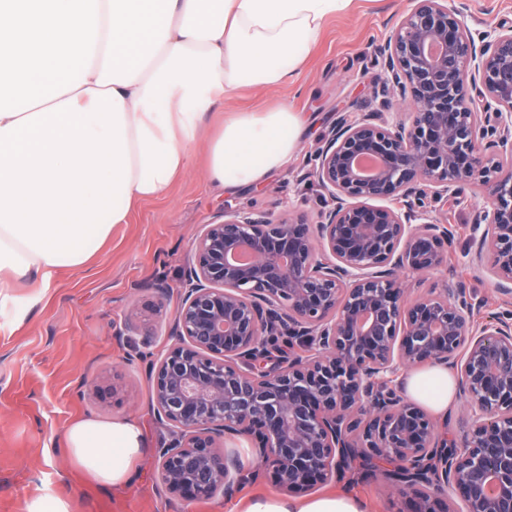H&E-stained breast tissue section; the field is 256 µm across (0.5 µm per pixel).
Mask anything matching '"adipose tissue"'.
<instances>
[{"label": "adipose tissue", "instance_id": "ef3b65f1", "mask_svg": "<svg viewBox=\"0 0 512 512\" xmlns=\"http://www.w3.org/2000/svg\"><path fill=\"white\" fill-rule=\"evenodd\" d=\"M352 0H0V302L16 283L83 268L163 195L205 144L209 181L263 184L298 150L306 124L288 102L238 112L203 134L215 101L292 84L325 20ZM436 416L457 400L447 368L404 379ZM64 445L104 487L129 483L147 453L134 421L83 418ZM242 512H367L341 490L306 500L253 495Z\"/></svg>", "mask_w": 512, "mask_h": 512}]
</instances>
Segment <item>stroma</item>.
I'll return each mask as SVG.
<instances>
[{
	"label": "stroma",
	"mask_w": 512,
	"mask_h": 512,
	"mask_svg": "<svg viewBox=\"0 0 512 512\" xmlns=\"http://www.w3.org/2000/svg\"><path fill=\"white\" fill-rule=\"evenodd\" d=\"M408 0H353L348 12L326 20L320 41L307 54L296 86L244 87L218 101L210 117L219 122L235 112H261L283 98L294 99L306 116L302 143L286 168L257 187L214 188L205 175L203 144L190 149L189 169L167 192L142 201L129 223L116 225L110 239L85 267L60 270L48 285L25 281L11 293L16 306L0 308V512H28L46 496L63 497L69 512H236L239 501L263 491L277 494L272 480L246 487L233 500L169 499L157 480L153 453L166 430L151 412L150 362L171 345L168 323L193 242L204 224L224 207L251 208L293 216L313 224L319 192L305 174L315 141L337 111L358 112L379 76L370 59L389 35ZM484 189L465 188L448 219L458 235L445 269L417 281L416 293L460 280L482 308H506L484 266L465 245ZM171 294L160 300L156 288ZM146 319L150 340L125 334L128 314ZM135 420L150 448L130 484L95 483L68 456L63 439L73 421ZM349 490L369 512H411L410 498L395 494L379 476L352 481Z\"/></svg>",
	"instance_id": "obj_1"
}]
</instances>
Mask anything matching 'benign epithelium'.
<instances>
[{"label": "benign epithelium", "mask_w": 512, "mask_h": 512, "mask_svg": "<svg viewBox=\"0 0 512 512\" xmlns=\"http://www.w3.org/2000/svg\"><path fill=\"white\" fill-rule=\"evenodd\" d=\"M464 0H411L375 52L367 111L337 119L315 148L320 221L226 209L188 258L169 334L149 368L165 491L186 502L273 475L287 495L367 463L413 512H512V311L474 323L465 288L414 300L400 275L447 264L455 225L437 216L490 186L469 251L512 298V24L471 31ZM412 106L409 119L390 111ZM372 155L378 170L357 162ZM241 247L252 261L229 265ZM447 365L471 405L453 441L402 393L407 368ZM249 441L250 471L224 455Z\"/></svg>", "instance_id": "obj_1"}]
</instances>
